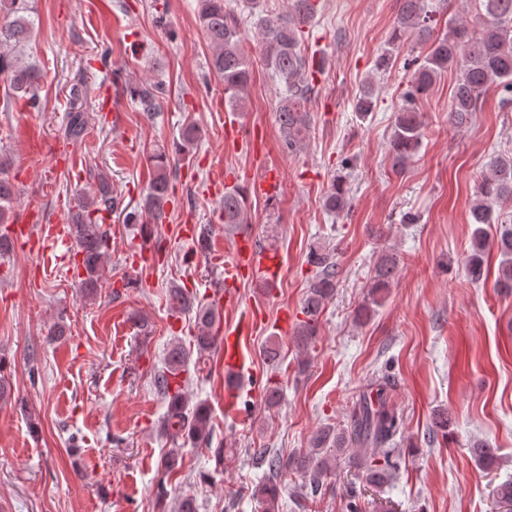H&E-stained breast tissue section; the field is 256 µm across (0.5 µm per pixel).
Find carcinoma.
<instances>
[{"instance_id": "carcinoma-1", "label": "carcinoma", "mask_w": 512, "mask_h": 512, "mask_svg": "<svg viewBox=\"0 0 512 512\" xmlns=\"http://www.w3.org/2000/svg\"><path fill=\"white\" fill-rule=\"evenodd\" d=\"M287 12L275 18L260 20L263 41V61L284 83L286 96L281 100L278 117L284 142L293 149L304 136L307 112L304 104L312 91L313 61L301 51L303 30L316 13V0H287ZM484 11L471 21L458 26L443 37L435 36L436 23L429 14L425 0H400L397 25L392 37L393 48H398L405 38L428 46L427 54L407 80L403 92L406 104L398 112L390 140L393 166H402L420 147L423 123L414 102L426 94L437 75L453 69L457 83L448 106V120L460 124L477 111L482 92L496 84L506 95L512 93V0H481ZM29 0H0V78L5 80L11 97L3 98L0 105L8 110L10 99L18 94L26 97L27 104L40 111L37 94L40 75L34 68L24 65L1 48L26 40L31 33L32 21ZM199 24L212 47L209 70L224 85V102L233 109L243 106L245 91L250 81V64L241 46V28L238 17L225 0H197ZM124 93L147 117L160 111L162 91L148 81L129 83ZM373 87L365 84L356 96L355 110L362 116L373 111ZM88 116L75 106L67 115L65 136L73 141L84 137ZM201 138L200 127L185 119L180 127L178 152L186 154ZM150 179L139 204L140 210L125 215V221L137 223L141 213H146L154 224L167 218L171 204L170 183L173 170L168 153L157 149L149 156ZM14 196L6 163L0 161V224L10 223V203ZM512 203V157H497L489 163L478 193L471 202L472 223L477 225L466 259L468 276L479 281L483 277L484 253L489 243L487 227L495 222L494 214L502 205ZM325 207L331 213L349 207L348 190L343 182L335 184L329 192ZM119 208L117 200L107 189L100 196L79 203L72 215L70 232L73 234L78 255L80 288L87 297L97 294L100 288L104 262L111 246V229L97 223L92 214L102 210L110 212ZM222 222L229 226L247 223V201L238 187L224 191ZM498 250L503 260L498 283L512 288V233L497 238ZM309 263L315 274L309 280L301 306L304 319L294 336L296 345L309 350L315 344L319 318L336 295L338 271L333 253L317 243L310 246ZM397 259L381 254L374 268V283L367 303L358 310L356 318L364 320L375 313L382 304L383 291L395 275ZM168 303L175 312L195 308L198 333L192 341L197 353H210L216 347L220 327L217 309L204 305L187 291L173 285L168 291ZM188 352L181 345L168 350L165 369L154 377L156 388L168 398L163 429L173 443L183 439L193 445L210 444V410L203 404L189 407L183 393L188 372ZM390 379L381 378L378 384L356 400L347 428H320L312 437L310 448L286 457L268 448H252V458L267 466L264 481L252 492L260 512H280L283 487L280 477L292 471L301 478L293 498L309 499L318 495L328 480L336 475L339 463L345 462L362 473L365 481L382 488L390 484L397 474L395 437L401 429V417L390 406ZM471 454L482 467L498 463V449L476 442Z\"/></svg>"}]
</instances>
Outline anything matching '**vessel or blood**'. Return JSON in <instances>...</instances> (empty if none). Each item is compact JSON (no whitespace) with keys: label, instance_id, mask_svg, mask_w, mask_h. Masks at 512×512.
Here are the masks:
<instances>
[{"label":"vessel or blood","instance_id":"obj_1","mask_svg":"<svg viewBox=\"0 0 512 512\" xmlns=\"http://www.w3.org/2000/svg\"><path fill=\"white\" fill-rule=\"evenodd\" d=\"M10 236L18 246H25L30 240H37L40 254L57 253L60 262L73 264L77 253L71 246L70 236L64 225L40 223L34 211H27L19 223L11 225ZM213 261L223 262L224 284L214 291L211 300L217 306L232 307L238 305L241 279L263 282L266 286H275L281 273V259L278 254L259 247L246 235L238 236L231 255L222 251L212 253ZM265 321V309L257 303H250L237 323L224 330L220 342L221 357L224 361V374L231 377V384L224 387V406L237 417H245L246 411L241 406V389L238 378L252 370L244 350L246 339L251 337L254 329Z\"/></svg>","mask_w":512,"mask_h":512}]
</instances>
